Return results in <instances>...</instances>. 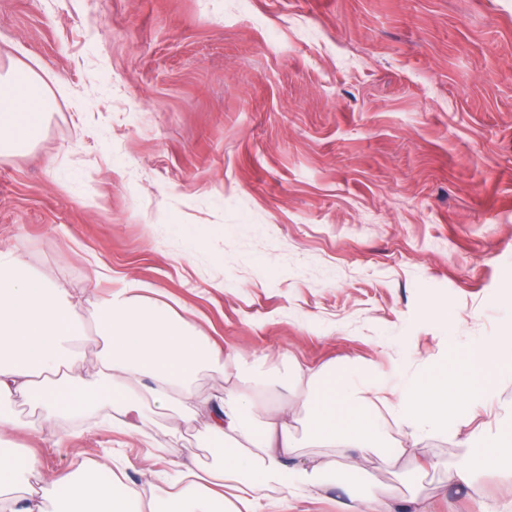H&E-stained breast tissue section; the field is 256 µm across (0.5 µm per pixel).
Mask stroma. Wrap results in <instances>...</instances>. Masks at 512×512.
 I'll return each mask as SVG.
<instances>
[{
  "label": "stroma",
  "mask_w": 512,
  "mask_h": 512,
  "mask_svg": "<svg viewBox=\"0 0 512 512\" xmlns=\"http://www.w3.org/2000/svg\"><path fill=\"white\" fill-rule=\"evenodd\" d=\"M53 109L0 154V250L96 301L136 279L225 351L372 366L379 396L512 327V0H0V77ZM37 475L121 460L141 499L175 457L217 466L206 416L135 434L87 416ZM512 425V376L412 456L373 451L295 512H512V476L446 481ZM177 443L148 457L145 435Z\"/></svg>",
  "instance_id": "stroma-1"
}]
</instances>
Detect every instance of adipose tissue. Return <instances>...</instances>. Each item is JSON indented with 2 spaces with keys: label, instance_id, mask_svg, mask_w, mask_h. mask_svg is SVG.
<instances>
[{
  "label": "adipose tissue",
  "instance_id": "ef3b65f1",
  "mask_svg": "<svg viewBox=\"0 0 512 512\" xmlns=\"http://www.w3.org/2000/svg\"><path fill=\"white\" fill-rule=\"evenodd\" d=\"M52 110L46 84L32 71L0 79V152L28 145ZM84 289H60L32 271L16 255L0 251V435L27 429L15 409L24 400L39 413V430L56 442L71 438L58 429L98 406H109L113 430L130 429V414L166 410L190 421L208 412V429L220 460L202 472L177 460L166 512H288L296 499L322 492L341 461L370 450L403 455L385 445L369 398L372 369L348 361L318 369L292 364L287 376L309 409L305 427L309 443L332 446L323 460L304 461L286 415L260 421L253 395L231 385L222 398L209 401L193 388L204 368L241 372L247 359L222 348L181 317L165 301L151 299L136 281L95 304V333L107 343L92 372L77 370L71 347L81 331ZM512 374V333L471 346L457 369L436 371L426 382L409 386L394 409L395 423L410 441L444 435L469 415L473 398L492 395L498 378ZM476 466L449 468V484L465 487L476 467L512 472V430L474 451ZM35 462L0 438V506L8 512H47V503L86 506L87 512H132L131 490L123 484L66 471L34 478ZM282 496L270 499V485Z\"/></svg>",
  "mask_w": 512,
  "mask_h": 512
}]
</instances>
